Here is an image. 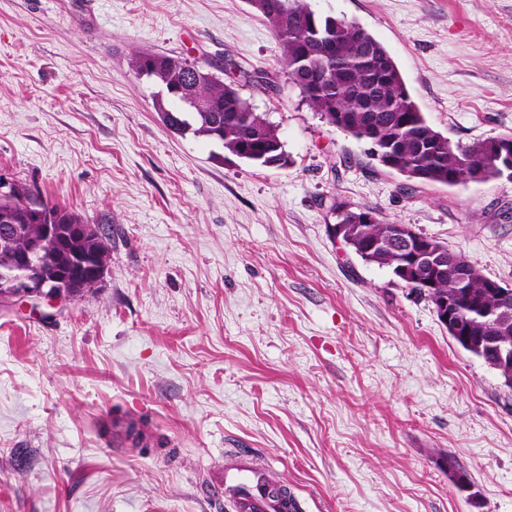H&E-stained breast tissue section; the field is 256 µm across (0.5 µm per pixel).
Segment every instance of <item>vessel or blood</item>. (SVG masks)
Wrapping results in <instances>:
<instances>
[{"mask_svg":"<svg viewBox=\"0 0 512 512\" xmlns=\"http://www.w3.org/2000/svg\"><path fill=\"white\" fill-rule=\"evenodd\" d=\"M217 485L234 512H288L286 491L264 465L254 460L228 458Z\"/></svg>","mask_w":512,"mask_h":512,"instance_id":"b4317fda","label":"vessel or blood"}]
</instances>
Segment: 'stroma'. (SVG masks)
I'll use <instances>...</instances> for the list:
<instances>
[{"label": "stroma", "mask_w": 512, "mask_h": 512, "mask_svg": "<svg viewBox=\"0 0 512 512\" xmlns=\"http://www.w3.org/2000/svg\"><path fill=\"white\" fill-rule=\"evenodd\" d=\"M308 3L452 143L512 136V0ZM138 51L232 66L288 166L170 131ZM280 60L248 0H0V173L110 233L94 293L0 309V512H230L229 454L299 512H512V388L330 231L369 206L512 286V178L403 190Z\"/></svg>", "instance_id": "obj_1"}]
</instances>
